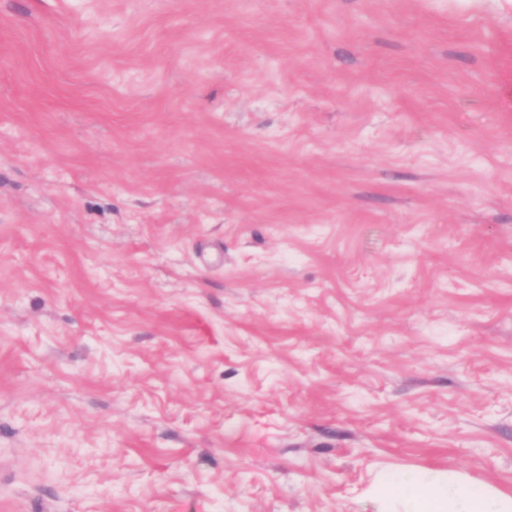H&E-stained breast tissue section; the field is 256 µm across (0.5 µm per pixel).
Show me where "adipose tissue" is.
I'll list each match as a JSON object with an SVG mask.
<instances>
[{"mask_svg":"<svg viewBox=\"0 0 512 512\" xmlns=\"http://www.w3.org/2000/svg\"><path fill=\"white\" fill-rule=\"evenodd\" d=\"M374 494L383 512H512V493L462 474L382 471Z\"/></svg>","mask_w":512,"mask_h":512,"instance_id":"adipose-tissue-1","label":"adipose tissue"}]
</instances>
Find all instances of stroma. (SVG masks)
Masks as SVG:
<instances>
[{
	"mask_svg": "<svg viewBox=\"0 0 512 512\" xmlns=\"http://www.w3.org/2000/svg\"><path fill=\"white\" fill-rule=\"evenodd\" d=\"M512 491V0H0V512ZM382 510L402 512H511L512 493L454 471H382L374 487Z\"/></svg>",
	"mask_w": 512,
	"mask_h": 512,
	"instance_id": "obj_1",
	"label": "stroma"
}]
</instances>
